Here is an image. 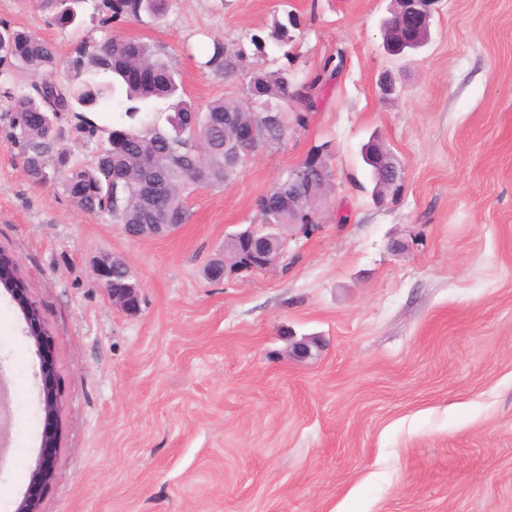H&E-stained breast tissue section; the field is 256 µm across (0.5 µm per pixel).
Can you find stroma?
Masks as SVG:
<instances>
[{"mask_svg":"<svg viewBox=\"0 0 512 512\" xmlns=\"http://www.w3.org/2000/svg\"><path fill=\"white\" fill-rule=\"evenodd\" d=\"M51 24L41 0H0L68 62L109 38L150 43L196 107L243 100L253 71L304 85L338 70L283 138L186 198V224L132 239L110 214L37 185L0 100V252L19 263L53 346L59 451L41 512H512V0H439L429 43L390 56V0H168L102 25ZM293 17L286 51L208 67ZM391 76L402 96L385 100ZM304 122H296L297 113ZM378 139L401 189L376 199L360 155ZM331 187L280 264L223 283L207 262L311 155ZM124 259L140 308L113 306L94 266ZM317 336L311 358L292 338ZM40 358L0 287V512L41 448ZM244 58L241 50L236 51L233 46L224 45V42H216L213 45V53L206 64L215 67L224 74L233 72Z\"/></svg>","mask_w":512,"mask_h":512,"instance_id":"35a3bbf8","label":"stroma"}]
</instances>
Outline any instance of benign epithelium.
Segmentation results:
<instances>
[{"mask_svg":"<svg viewBox=\"0 0 512 512\" xmlns=\"http://www.w3.org/2000/svg\"><path fill=\"white\" fill-rule=\"evenodd\" d=\"M440 0H392L391 17L384 22V47L388 53L408 57L423 48L430 40L433 12ZM281 124V114L260 112L257 117L236 125L229 142L238 153L233 165L239 166L243 156L250 155L264 142L263 128ZM364 159L370 160L373 169L382 176V187L398 185L401 171L392 155L377 143L368 144L363 150ZM178 228L176 224H137L123 227L124 233L133 239L164 236ZM280 224H250L230 237L235 245L230 255L210 262L208 271L217 280L232 278L240 273H260L276 267L283 255L284 241ZM115 259L110 255L100 258L97 277L107 291L112 303L122 310L135 313L139 310L138 289L112 282V266ZM9 294L22 309L28 324V334L33 339L41 361L42 403L45 413V429L39 461L32 472L28 490L19 501L16 512H40V498L52 479L57 460L59 432L56 417L60 410L59 388L55 359L49 335L43 329L39 312L29 298L27 289L11 288ZM320 347L316 336L295 341L288 349V356L303 360L312 355V348Z\"/></svg>","mask_w":512,"mask_h":512,"instance_id":"1","label":"benign epithelium"}]
</instances>
